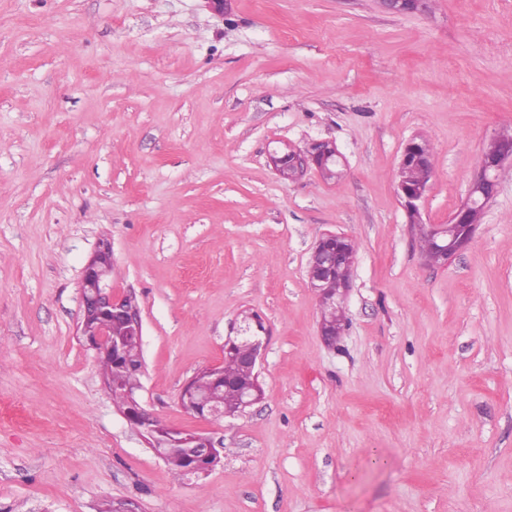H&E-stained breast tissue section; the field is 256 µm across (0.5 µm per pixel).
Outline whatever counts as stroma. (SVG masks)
I'll return each mask as SVG.
<instances>
[{
  "mask_svg": "<svg viewBox=\"0 0 512 512\" xmlns=\"http://www.w3.org/2000/svg\"><path fill=\"white\" fill-rule=\"evenodd\" d=\"M512 128V0H0V512H512V165L473 240L425 262L396 193L447 223ZM341 175L284 180L277 143ZM358 245L330 346L306 266ZM143 324L139 402L224 442L177 478L113 404L80 334L101 240ZM261 401L215 423L182 386L245 314ZM269 159L278 174L280 169L291 167L301 176L313 166L324 178L329 170L337 171L336 166L343 162L336 146L326 140L313 142L305 149L282 144L269 152Z\"/></svg>",
  "mask_w": 512,
  "mask_h": 512,
  "instance_id": "35a3bbf8",
  "label": "stroma"
}]
</instances>
